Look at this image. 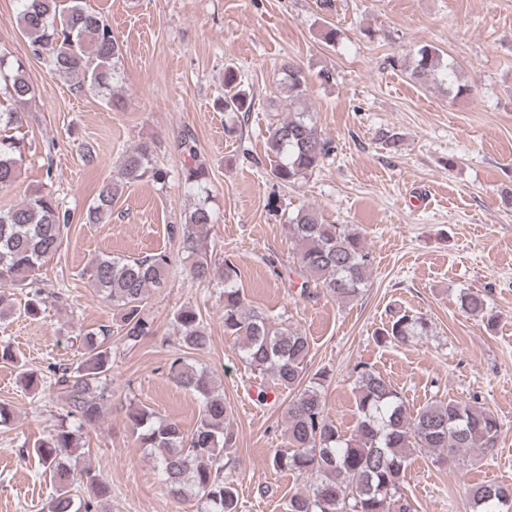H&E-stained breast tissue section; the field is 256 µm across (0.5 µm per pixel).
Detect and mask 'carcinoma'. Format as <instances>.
<instances>
[{"mask_svg": "<svg viewBox=\"0 0 512 512\" xmlns=\"http://www.w3.org/2000/svg\"><path fill=\"white\" fill-rule=\"evenodd\" d=\"M18 25L35 54L43 55L61 79H77V88L105 96L113 110L123 108V99L112 93L119 74L122 47L112 27L88 7L86 0H18ZM279 90L288 106V118L268 126L266 153L272 178L288 185L311 176L334 151L318 128L306 105L309 77L292 59L279 66ZM409 79L420 85L433 83L457 98L470 91L460 66L448 60L432 44H421L412 54ZM0 188L17 180L24 137L17 135L23 114L36 97L25 65L0 51ZM252 99L241 88L237 72L224 71L226 112H248ZM174 149L190 162L181 179L195 193L207 192V168L198 161L190 136L180 138ZM148 142L125 152L118 163L119 181H104L86 212V223L101 224L112 213L119 184L148 181L165 187L169 170L154 160ZM71 221L52 192L36 190L16 207L0 211V303L5 289L25 288L31 297L23 313L36 318L46 307L38 287V272L59 249ZM216 214L204 197L174 225L170 234L179 240L181 254L191 260L188 272L195 283L215 277L207 259V240ZM295 260L303 273L301 295L321 288L330 296L352 302L368 286L372 257L363 234L343 224H326L308 208H300L287 225ZM175 259L165 251L138 258L103 255L86 270L101 297L120 313V341L134 348L154 335L153 322L144 313L150 290L164 285ZM224 302V336L234 340L241 359L254 371L270 376L279 389L292 394L285 407L286 448L271 461L276 470H288L303 478L304 485L286 504V512H413L403 492L410 458L418 450L435 454V462L461 466L471 450L488 452L496 447L501 423L491 411L450 399L410 412L402 392L367 363L352 369L357 421L350 434L342 433L330 420L322 392L329 374H308L310 343L288 320L269 316L247 305L237 285L238 269L224 259L221 274ZM461 313L486 319L494 327L485 294L466 289L459 293ZM179 332V353L168 362V375L200 401L196 427L184 431L174 421L154 410L129 404L126 425L132 436L154 461L162 485L177 504L198 502L201 512H242L234 479L225 473L224 453L236 447L237 436L229 425L232 409L216 391L211 373L187 357L209 343L202 317L191 304L173 316ZM427 319L403 313L380 328L378 344L416 343L428 336ZM83 361L77 367L52 363L44 372L20 370L26 387L41 385L43 395L58 402L57 425L46 438L34 443L37 456L52 472L55 493L48 512H95L97 499L109 487L90 468L72 469L70 457L79 449L81 432L96 425L109 396L112 368V327L87 329L80 338ZM469 512H504L512 502V484L480 483L467 490Z\"/></svg>", "mask_w": 512, "mask_h": 512, "instance_id": "cac0c4a2", "label": "carcinoma"}]
</instances>
